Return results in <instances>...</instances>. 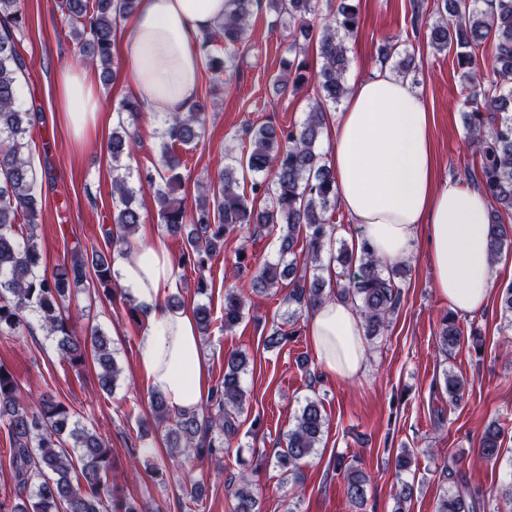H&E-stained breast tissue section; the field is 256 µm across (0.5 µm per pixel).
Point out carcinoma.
<instances>
[{"instance_id": "1", "label": "carcinoma", "mask_w": 512, "mask_h": 512, "mask_svg": "<svg viewBox=\"0 0 512 512\" xmlns=\"http://www.w3.org/2000/svg\"><path fill=\"white\" fill-rule=\"evenodd\" d=\"M322 0H268L277 16H288L291 41L288 67H296L294 84L306 80L299 57L306 55L312 35L308 17L320 14ZM257 0H225L224 19L202 36L200 53L208 70L220 76L233 67L236 49L250 37L251 17ZM138 0H59L58 7L68 25L74 50L96 69L107 83L112 72V47L117 21L132 14ZM25 0H0V335L16 336L29 328L28 315H35L47 335L57 339L61 361L73 368L92 355L98 368V385L112 393L120 373L110 339L96 325L75 337L65 302L74 288L94 273L95 292L112 293L113 255L91 247L76 249L52 272L44 269L43 254L36 241V219L42 201L38 198L36 173L31 161L33 130L37 113L18 107V79L25 73L23 45L17 38L26 25ZM353 0H339L320 25L318 51L320 68L314 73L316 96L302 122L286 130L270 123L245 130L248 148L232 158L219 177V193L202 192L195 210L189 212L184 200L174 196L181 183V154L194 148L204 132L205 116L199 105L186 112L163 114L159 164L138 173L139 189H148L158 207V217L167 233L183 239L182 263L200 273L224 248V236L236 229L269 224L280 227L279 259L259 262L251 279L252 292L262 295L288 280L285 301L291 307L285 324L297 322L296 314L329 298L318 274L323 253L332 248L336 225L330 223L335 209L334 177L324 154L318 152L326 124V108L338 104L349 92L345 73L349 66L346 38L359 27ZM428 45L437 52L452 47L466 82L463 119L473 153L479 157V185L491 199L490 248L495 260L512 250V0H436V17L425 22ZM495 48L487 64L477 62L475 50L487 40ZM382 62L396 59L394 69L407 78L416 72L414 57L401 54L387 41L380 49ZM137 147L135 136L120 125L112 131V200L118 208L115 223L124 240L145 217L135 206L136 190L122 173V160ZM253 175V196L270 195L271 202L257 211L247 195L239 192L238 171ZM302 269H297V254ZM332 258L341 266L336 294L358 308L367 336L380 335L395 314L401 298L396 278L401 270L382 263L366 247L355 257L341 245ZM499 306L512 323V282L499 288ZM248 297L230 288L224 294V331L232 332L244 318ZM199 333L206 334L212 323L205 303L193 308ZM462 332L452 318H444L439 341L446 352L460 344ZM248 361L243 354H231L224 378L212 389L205 411H174L160 393L151 404L157 426L165 430L168 458L176 463L193 455L223 458L224 436L235 432V416L242 413L246 393L241 374ZM450 400L461 399L465 382L452 372L444 373ZM21 386L4 365H0V421L10 438V466L16 494L22 503L9 506L0 501V512H139L133 502L112 500L108 474L112 470V449L96 432L82 425L78 412L49 392H33L21 398ZM327 417L321 402L308 400L288 431L285 447L276 456V467L286 476L298 477L301 464L321 442ZM502 429L492 422L486 427L480 454L487 460L501 452ZM344 469L346 497L363 506L368 477L354 464ZM190 492L185 512H199L200 481L185 471ZM235 492L236 512H260L258 499L246 475H239ZM485 498L457 485L443 490L435 512H485Z\"/></svg>"}]
</instances>
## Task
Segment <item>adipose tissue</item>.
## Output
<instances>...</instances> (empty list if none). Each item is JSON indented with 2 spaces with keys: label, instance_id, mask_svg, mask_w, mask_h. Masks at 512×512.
Instances as JSON below:
<instances>
[{
  "label": "adipose tissue",
  "instance_id": "obj_1",
  "mask_svg": "<svg viewBox=\"0 0 512 512\" xmlns=\"http://www.w3.org/2000/svg\"><path fill=\"white\" fill-rule=\"evenodd\" d=\"M224 15V0H139L129 24L127 88L150 112H184L194 102L198 41ZM56 93L76 139L108 125L95 83L71 65L56 74ZM436 114L408 80L386 72L356 78L345 103L327 120L329 165L339 205L355 221V249L370 246L394 264L423 245L438 295L459 314L483 310L502 270L489 258V197L440 178L432 134ZM112 273L143 313L137 370L151 391L179 411L208 395L200 337L191 307H168L178 268L164 243L131 239ZM307 335L326 377L361 376L368 353L362 317L352 303L328 300L309 310Z\"/></svg>",
  "mask_w": 512,
  "mask_h": 512
}]
</instances>
